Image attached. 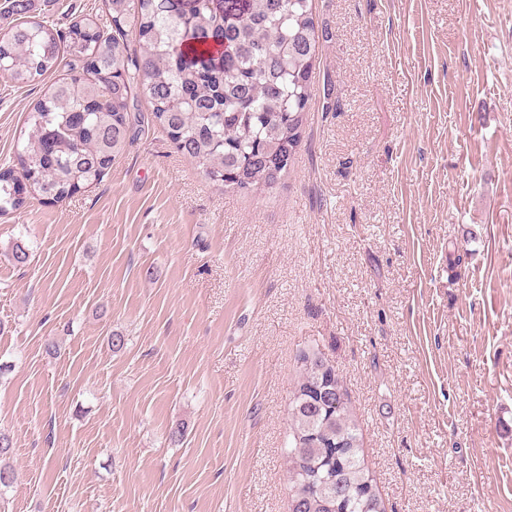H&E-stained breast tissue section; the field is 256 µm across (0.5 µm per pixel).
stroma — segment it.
Listing matches in <instances>:
<instances>
[{
  "instance_id": "35a3bbf8",
  "label": "stroma",
  "mask_w": 512,
  "mask_h": 512,
  "mask_svg": "<svg viewBox=\"0 0 512 512\" xmlns=\"http://www.w3.org/2000/svg\"><path fill=\"white\" fill-rule=\"evenodd\" d=\"M83 14L108 18L28 17ZM314 15L315 96L272 189L214 186L144 104L100 183L0 217V512H289L310 345L387 512H512V0ZM40 92L0 76V165ZM13 452V438L0 430V488H10L16 480L15 471L9 462Z\"/></svg>"
}]
</instances>
